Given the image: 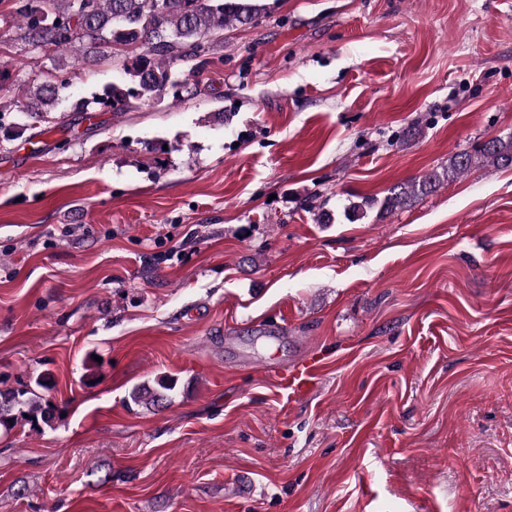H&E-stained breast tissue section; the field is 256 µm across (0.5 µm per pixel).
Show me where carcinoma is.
Returning <instances> with one entry per match:
<instances>
[{
	"instance_id": "1",
	"label": "carcinoma",
	"mask_w": 512,
	"mask_h": 512,
	"mask_svg": "<svg viewBox=\"0 0 512 512\" xmlns=\"http://www.w3.org/2000/svg\"><path fill=\"white\" fill-rule=\"evenodd\" d=\"M260 14L254 0H12L10 11L0 19L17 20L16 37L24 44L34 49L51 46L58 56L69 53L77 63H93L105 55L124 57L116 80L102 92L73 103L74 111L87 116L100 110L126 112L134 101L153 103L169 96L178 99L186 90L197 94L200 83L188 89L172 64L191 62L193 69H198L196 60L224 42L225 26L251 23ZM55 71L50 79L24 87L22 97L9 100L7 105L0 94V130L7 112L39 119L57 111L73 76L63 63ZM511 166L512 135L495 137L473 154L454 155L440 172L396 184L383 200L352 203L346 211L353 220L365 216L366 205L393 212L433 193L441 182L474 168ZM45 388L46 381L39 378L33 387L0 388V426L8 430L21 420L35 426L50 425L52 404L42 393ZM174 388V380L165 375L153 386L133 389L130 398L138 406L160 407Z\"/></svg>"
}]
</instances>
